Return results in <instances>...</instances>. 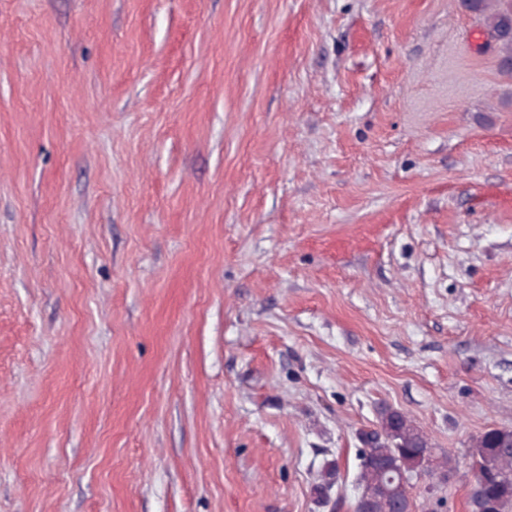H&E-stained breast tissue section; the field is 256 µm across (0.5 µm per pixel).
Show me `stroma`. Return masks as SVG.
Here are the masks:
<instances>
[{
	"label": "stroma",
	"instance_id": "stroma-1",
	"mask_svg": "<svg viewBox=\"0 0 512 512\" xmlns=\"http://www.w3.org/2000/svg\"><path fill=\"white\" fill-rule=\"evenodd\" d=\"M473 25L0 0V512H352L386 408L468 512L512 428V76ZM337 462H327L319 475L318 481L313 485V492L318 501L328 504L336 483Z\"/></svg>",
	"mask_w": 512,
	"mask_h": 512
}]
</instances>
